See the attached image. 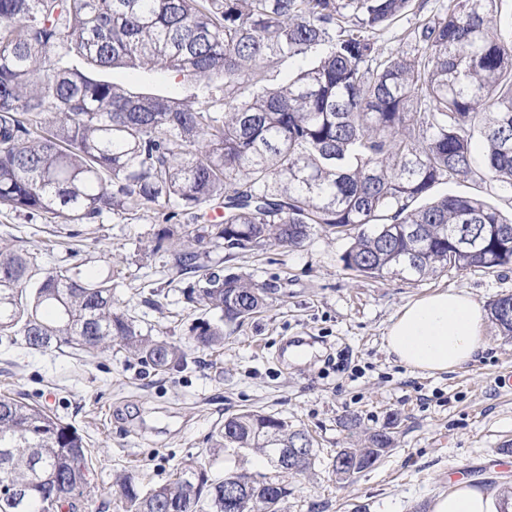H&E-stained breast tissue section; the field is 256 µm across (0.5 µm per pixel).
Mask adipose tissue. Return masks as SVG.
<instances>
[{
	"label": "adipose tissue",
	"instance_id": "ef3b65f1",
	"mask_svg": "<svg viewBox=\"0 0 512 512\" xmlns=\"http://www.w3.org/2000/svg\"><path fill=\"white\" fill-rule=\"evenodd\" d=\"M484 313L462 290H444L407 303L386 329L389 354L410 370L439 375L474 359L485 344ZM432 512H512V500L460 484L439 496Z\"/></svg>",
	"mask_w": 512,
	"mask_h": 512
}]
</instances>
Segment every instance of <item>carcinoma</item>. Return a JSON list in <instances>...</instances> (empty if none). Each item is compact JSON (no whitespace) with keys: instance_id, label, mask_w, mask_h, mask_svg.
I'll return each instance as SVG.
<instances>
[{"instance_id":"cac0c4a2","label":"carcinoma","mask_w":512,"mask_h":512,"mask_svg":"<svg viewBox=\"0 0 512 512\" xmlns=\"http://www.w3.org/2000/svg\"><path fill=\"white\" fill-rule=\"evenodd\" d=\"M499 2L442 0L385 51L377 35L414 0H0V205L63 224L156 205L168 226L154 250L168 244L184 274L205 249L297 247L319 230L351 236L344 266L370 278L511 266L512 218L479 197L432 194L476 177L512 197V27L495 22ZM298 59L296 75L280 78ZM115 68L171 72L183 91H133L107 78ZM210 204L216 220L202 213ZM272 293L243 273L194 281V348L223 345L224 326ZM489 310L511 336L512 294ZM1 338L86 357L118 345L158 374L187 366L185 350L142 334L114 303L112 272L41 268L7 243ZM209 442L266 459L308 448L304 470L316 456L307 431L252 410L225 417ZM393 442L382 429L339 450L336 479L352 480ZM85 445L59 414L0 395V512L89 505ZM210 469L189 460L149 489L121 474L115 486L128 512H280L288 497L272 476L220 480Z\"/></svg>"}]
</instances>
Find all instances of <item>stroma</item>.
<instances>
[{
    "mask_svg": "<svg viewBox=\"0 0 512 512\" xmlns=\"http://www.w3.org/2000/svg\"><path fill=\"white\" fill-rule=\"evenodd\" d=\"M163 225L160 207L139 203L81 226L0 207V241L34 253L44 267L77 265L96 275L119 262L115 302L142 333L184 345L200 313L185 299L191 281L178 276L171 252L150 247ZM348 246L346 237L318 233L299 248L233 257L212 251L209 266L249 273L279 291L263 313L225 327L222 350L190 353L186 369L156 374L117 347L85 360L4 341L0 393L25 395L73 424L87 443L99 490L120 473L147 488L168 482L197 457H211L216 478L261 470L253 455L229 450L212 456L207 450L209 435L226 416L249 409L285 418L316 441L311 468L281 477L288 486L282 512H354L358 506L432 512L434 500L451 488L449 472L464 462L478 470L474 486L511 497L512 470L489 471L485 464L495 451L512 449V390L496 383L500 372L512 371V336L486 319V349L437 376L396 362L383 336L405 304L435 291H465L488 309L512 294V266L416 281L370 279L345 269ZM154 290L163 310L143 302ZM293 336L310 339V360L277 358ZM383 428L392 431L393 447L351 481H338L336 452L361 447L370 431Z\"/></svg>",
    "mask_w": 512,
    "mask_h": 512,
    "instance_id": "1",
    "label": "stroma"
}]
</instances>
